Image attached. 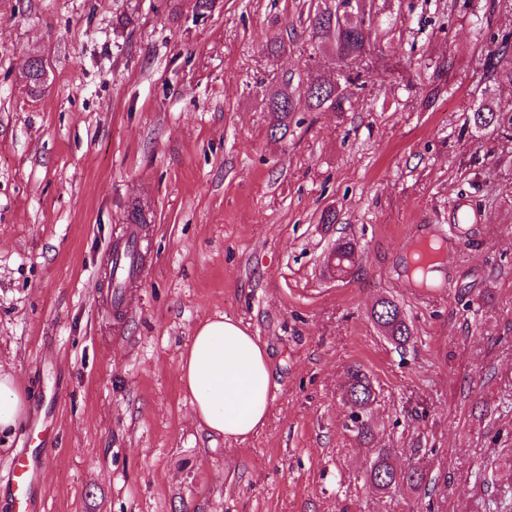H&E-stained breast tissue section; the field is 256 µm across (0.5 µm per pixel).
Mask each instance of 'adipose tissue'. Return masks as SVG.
I'll return each instance as SVG.
<instances>
[{
  "instance_id": "adipose-tissue-1",
  "label": "adipose tissue",
  "mask_w": 512,
  "mask_h": 512,
  "mask_svg": "<svg viewBox=\"0 0 512 512\" xmlns=\"http://www.w3.org/2000/svg\"><path fill=\"white\" fill-rule=\"evenodd\" d=\"M179 373L195 419L210 433L242 442L264 426L273 374L263 346L241 322L221 317L198 325Z\"/></svg>"
}]
</instances>
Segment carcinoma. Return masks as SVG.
I'll use <instances>...</instances> for the list:
<instances>
[{
    "mask_svg": "<svg viewBox=\"0 0 512 512\" xmlns=\"http://www.w3.org/2000/svg\"><path fill=\"white\" fill-rule=\"evenodd\" d=\"M349 0H336V9L318 6L306 18L309 39L316 49L330 55L338 63L360 59L367 53L377 32L364 20H354L351 12L341 9ZM489 50L484 59V69L498 83L512 85V42L509 38L489 37ZM350 101L338 92L335 85L329 83L321 74H308L306 82L296 87L284 86L274 91L265 101L268 112L271 135L288 133V127L295 112L303 109L307 112H345ZM496 111L488 103H482L472 110L470 121L475 129L486 128V121L494 119ZM337 265H350L355 249L351 242L341 241L334 248ZM377 318L382 320V329L392 340L403 345L411 337L408 323L395 302L388 303L380 299L377 302ZM345 396L349 405V421L357 436L369 439L371 427L368 423V406L375 401L371 381L358 367L347 371ZM368 480L373 489L385 494L399 488H408L413 492L428 491L425 474L410 466L396 468L387 448H380L370 466Z\"/></svg>",
    "mask_w": 512,
    "mask_h": 512,
    "instance_id": "cac0c4a2",
    "label": "carcinoma"
}]
</instances>
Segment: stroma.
I'll use <instances>...</instances> for the list:
<instances>
[{
    "instance_id": "obj_1",
    "label": "stroma",
    "mask_w": 512,
    "mask_h": 512,
    "mask_svg": "<svg viewBox=\"0 0 512 512\" xmlns=\"http://www.w3.org/2000/svg\"><path fill=\"white\" fill-rule=\"evenodd\" d=\"M194 5L0 0V371L26 399L0 477L25 449L37 512H512V141L469 121L484 100L512 117V86L483 67L512 0H374L351 109L297 113L281 140L263 90L336 71L306 32L317 0ZM460 199L475 236L447 248L444 289L413 286L404 240L450 238ZM137 203L148 275L118 325L97 297ZM342 238L359 260L337 281L323 259ZM383 297L405 345L371 319ZM221 315L273 371L244 442L200 427L179 380ZM352 367L377 394L367 444L344 427ZM378 448L431 494L374 491ZM384 302L383 299L378 300L376 306H378L379 313L373 308L372 317L377 315L378 320H382V329L391 336L395 343L404 345L411 337L410 328L404 314L395 302L389 300V306L382 304Z\"/></svg>"
}]
</instances>
